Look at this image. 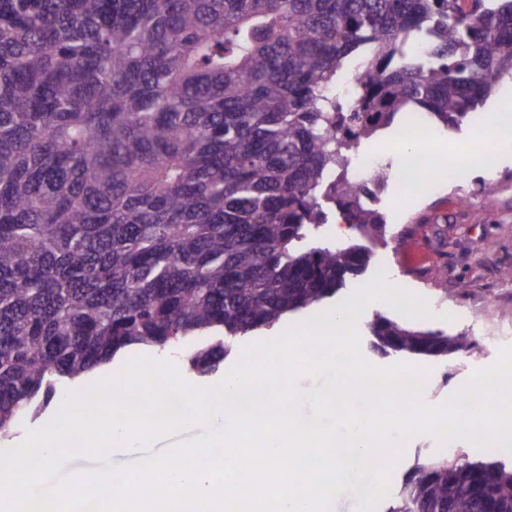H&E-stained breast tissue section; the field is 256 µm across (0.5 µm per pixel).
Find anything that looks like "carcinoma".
I'll return each instance as SVG.
<instances>
[{"mask_svg": "<svg viewBox=\"0 0 512 512\" xmlns=\"http://www.w3.org/2000/svg\"><path fill=\"white\" fill-rule=\"evenodd\" d=\"M506 78L512 0H0V437L120 354L192 345L208 377L335 296L366 255L304 247L323 202L383 226L349 152L398 114L455 127ZM384 512H512V462L427 456Z\"/></svg>", "mask_w": 512, "mask_h": 512, "instance_id": "1", "label": "carcinoma"}]
</instances>
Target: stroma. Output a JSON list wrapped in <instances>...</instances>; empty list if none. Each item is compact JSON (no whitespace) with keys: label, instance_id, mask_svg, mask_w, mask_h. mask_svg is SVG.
<instances>
[{"label":"stroma","instance_id":"stroma-1","mask_svg":"<svg viewBox=\"0 0 512 512\" xmlns=\"http://www.w3.org/2000/svg\"><path fill=\"white\" fill-rule=\"evenodd\" d=\"M477 180L473 174L467 182L449 185L442 192L430 184L422 191L407 194L397 179L386 178L375 204L387 221L384 237L363 239L353 231L345 236L346 241L362 243L366 248V271L351 277L344 293L317 307L322 313L332 305L344 303L347 293L367 283L379 265L394 264L404 245L397 228L412 225L416 237L433 251L432 267L422 281L396 271L397 286L426 300L445 294L451 297L450 320L418 317L415 325L465 335L477 344L467 356H406V364L424 369L428 378L426 400L432 405L459 391L475 370L491 365L498 356V347L488 342L484 327L474 321V308L489 304L494 320L512 316V155L498 160L486 177L487 183L495 186V193L480 194ZM429 451L444 457L464 455L482 461L504 457L503 451L478 448L466 440L442 447L434 437L418 436L408 442L397 461L390 477L391 487L400 486L418 458Z\"/></svg>","mask_w":512,"mask_h":512}]
</instances>
